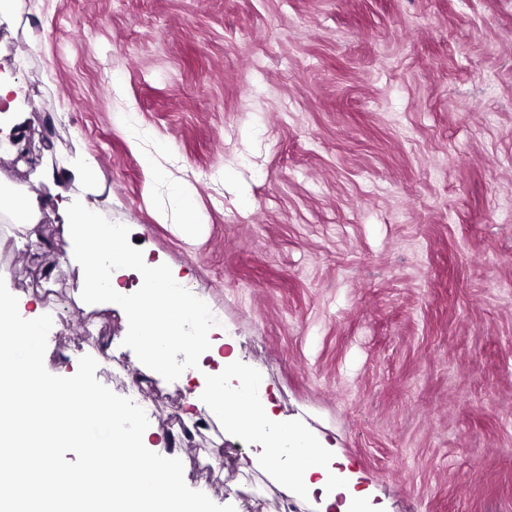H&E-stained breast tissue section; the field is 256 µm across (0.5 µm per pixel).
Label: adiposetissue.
I'll return each instance as SVG.
<instances>
[{"label": "adipose tissue", "instance_id": "obj_1", "mask_svg": "<svg viewBox=\"0 0 512 512\" xmlns=\"http://www.w3.org/2000/svg\"><path fill=\"white\" fill-rule=\"evenodd\" d=\"M56 206L72 231L70 259L88 253L96 258L85 273V302L125 311L129 321L125 342L139 352L150 371L158 376L176 374L198 379L203 376L199 364H174L175 352L191 346L201 356L220 357L221 369L208 376L209 391H186V424H193L199 411L216 421L232 418L239 439L258 446L243 459L242 471L276 469L287 491L300 496L316 492L323 505H337L338 512H357L368 492L357 488L348 471L338 468L333 447L287 426L271 431L267 401L253 395L254 376L240 372L236 355L219 356V341L213 339L210 328L203 326L202 308L190 293V278L168 276L161 265L143 263L137 251L120 250L126 228L102 223L97 209L86 201L66 195L57 200ZM124 267L139 273L141 288L137 294H130L118 282L116 272ZM284 457L289 460L285 466L280 463Z\"/></svg>", "mask_w": 512, "mask_h": 512}]
</instances>
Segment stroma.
<instances>
[{
    "label": "stroma",
    "mask_w": 512,
    "mask_h": 512,
    "mask_svg": "<svg viewBox=\"0 0 512 512\" xmlns=\"http://www.w3.org/2000/svg\"><path fill=\"white\" fill-rule=\"evenodd\" d=\"M0 28L26 135L0 194L42 201L39 243L0 225V277L22 316L53 314L50 373L92 356L154 401L150 431L184 426L182 380L122 346L121 309L80 299L94 258L67 260L53 205L78 188L48 175L80 152L123 248L192 275L276 423L334 444L373 512H512V0H9ZM234 430L161 454L236 512H318L240 471ZM171 192L182 222L185 224L197 223V213L192 197L177 185L171 187Z\"/></svg>",
    "instance_id": "obj_1"
}]
</instances>
